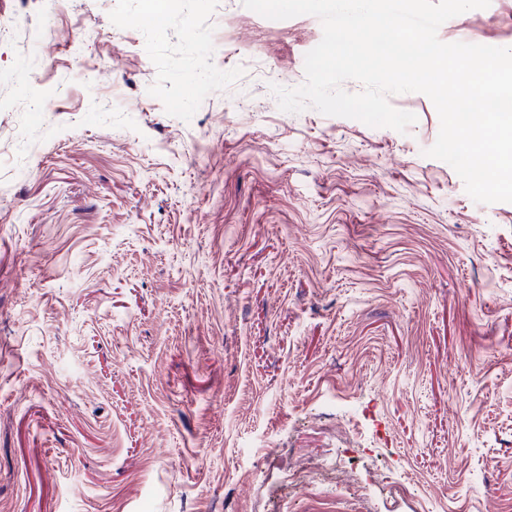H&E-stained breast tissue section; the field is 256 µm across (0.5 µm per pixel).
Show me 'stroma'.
<instances>
[{
	"mask_svg": "<svg viewBox=\"0 0 512 512\" xmlns=\"http://www.w3.org/2000/svg\"><path fill=\"white\" fill-rule=\"evenodd\" d=\"M438 37L512 47V0ZM321 38L0 0V512H512V203L426 156L425 94L389 95L403 133L281 111L265 72L302 85ZM281 453L420 485L300 497Z\"/></svg>",
	"mask_w": 512,
	"mask_h": 512,
	"instance_id": "35a3bbf8",
	"label": "stroma"
}]
</instances>
